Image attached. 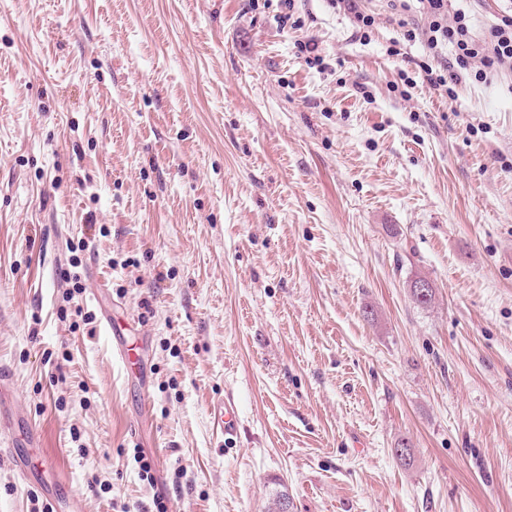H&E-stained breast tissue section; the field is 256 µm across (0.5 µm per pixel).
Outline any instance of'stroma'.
Listing matches in <instances>:
<instances>
[{
    "label": "stroma",
    "mask_w": 512,
    "mask_h": 512,
    "mask_svg": "<svg viewBox=\"0 0 512 512\" xmlns=\"http://www.w3.org/2000/svg\"><path fill=\"white\" fill-rule=\"evenodd\" d=\"M360 7L0 0V366L70 512H512V69L400 97ZM356 2L357 0H330L334 8L353 14L356 35L360 39H368L375 27L376 18L373 14L359 9ZM214 422L224 430V435L234 436L237 433L238 421L235 405L231 401L221 400L212 406Z\"/></svg>",
    "instance_id": "obj_1"
}]
</instances>
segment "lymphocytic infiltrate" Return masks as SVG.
I'll return each mask as SVG.
<instances>
[{"mask_svg":"<svg viewBox=\"0 0 512 512\" xmlns=\"http://www.w3.org/2000/svg\"><path fill=\"white\" fill-rule=\"evenodd\" d=\"M390 13L401 17L410 12L414 4H421L426 18L424 28L408 27L404 40L423 39L429 59L418 61L416 70L399 73L402 88L423 81L443 97L456 96L455 88L465 71H473L475 79L486 78L488 72L503 66H512V10L506 11L482 39L470 34V16L459 10L449 13L448 0H388ZM454 50V66L432 64V55L444 47Z\"/></svg>","mask_w":512,"mask_h":512,"instance_id":"f902f5d3","label":"lymphocytic infiltrate"}]
</instances>
